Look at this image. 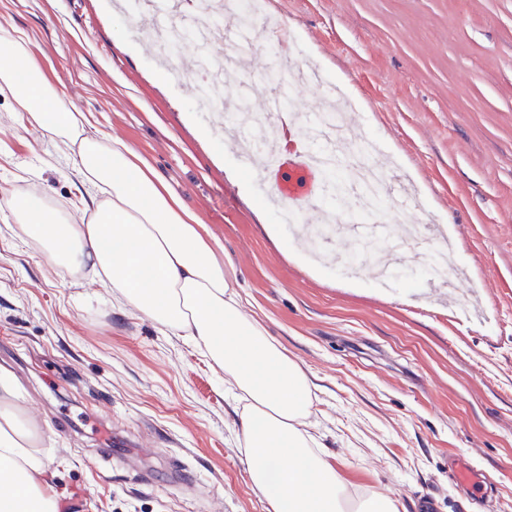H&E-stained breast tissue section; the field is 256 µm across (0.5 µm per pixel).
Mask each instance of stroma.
I'll use <instances>...</instances> for the list:
<instances>
[{"instance_id":"obj_1","label":"stroma","mask_w":512,"mask_h":512,"mask_svg":"<svg viewBox=\"0 0 512 512\" xmlns=\"http://www.w3.org/2000/svg\"><path fill=\"white\" fill-rule=\"evenodd\" d=\"M110 2L0 0V39H23L66 107L135 148L223 247L245 307L310 376L308 430L351 497L512 512V0H266L303 70L291 105L323 112L328 87L351 100L344 150L373 139L408 196L385 201L386 241L352 277L280 223L282 174L230 179L243 127L209 126L180 71L159 78L152 29ZM275 66L253 48L250 111L276 93ZM75 153L0 93V368L42 430L61 512H266L223 373L13 219L27 190L69 209ZM419 222L454 256L455 290L413 261L400 228ZM452 456L493 476L481 507L449 479Z\"/></svg>"}]
</instances>
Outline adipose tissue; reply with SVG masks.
I'll use <instances>...</instances> for the list:
<instances>
[{"label":"adipose tissue","mask_w":512,"mask_h":512,"mask_svg":"<svg viewBox=\"0 0 512 512\" xmlns=\"http://www.w3.org/2000/svg\"><path fill=\"white\" fill-rule=\"evenodd\" d=\"M43 135L76 144L74 168L93 192L75 203L79 224L57 219L39 193L8 206L22 232L70 274L104 287L224 373L245 400L239 427L253 489L267 512H342L346 483L314 450L306 428L312 383L243 306L234 269L166 180L121 141H107L66 109L21 42L0 52V92ZM40 432L0 372V512H59L62 495L38 450Z\"/></svg>","instance_id":"obj_1"}]
</instances>
